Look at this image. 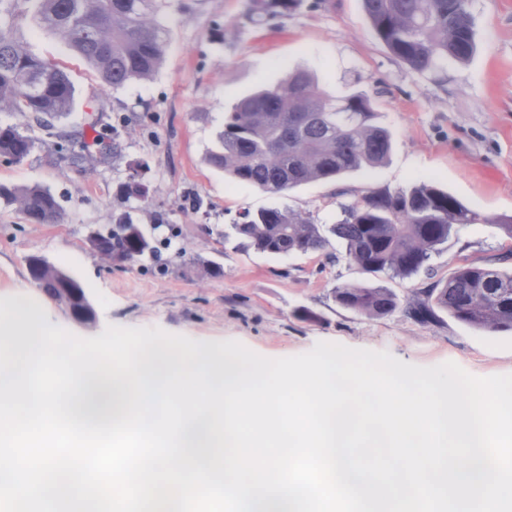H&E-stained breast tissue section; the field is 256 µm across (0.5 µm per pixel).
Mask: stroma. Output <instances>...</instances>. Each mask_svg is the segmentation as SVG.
Instances as JSON below:
<instances>
[{
	"label": "stroma",
	"mask_w": 512,
	"mask_h": 512,
	"mask_svg": "<svg viewBox=\"0 0 512 512\" xmlns=\"http://www.w3.org/2000/svg\"><path fill=\"white\" fill-rule=\"evenodd\" d=\"M249 0H169L164 62L147 82L102 86L96 73L32 18L18 27L31 50L58 64L75 86L67 124L102 109L121 154L81 173L48 153L45 131L20 163L0 156V183L40 186L56 197L63 217L35 224L0 202V298L25 300L26 315H44L76 336L100 335L107 326L159 328L214 345L235 340L271 359L306 353L318 342L385 351L430 367L455 362L476 377L512 374V333L477 330L439 312L419 324L402 311L370 318L340 306L341 285L385 288L412 298L430 276L448 278L477 263L512 271V240L496 225L512 217V0H469L477 52L469 63L419 73L395 58L365 18L362 0H303L295 11L249 22ZM292 69L313 72L332 94L369 91L378 122L393 137L389 162L336 181L315 182L283 196L231 183L208 153L224 127V114L258 84H274ZM130 124H123V116ZM146 164V207L133 216L151 227L162 213L174 227L162 264L140 261L111 267L87 241L125 208L120 187L133 166ZM422 179L460 199L479 216L432 255L431 273L406 278L368 274L344 259L331 238L336 263L319 254L269 255L232 232L241 208L288 207L333 224L341 206L372 188H407ZM197 196L199 209L186 207ZM40 255L75 277L96 320L83 327L32 279L27 260Z\"/></svg>",
	"instance_id": "1"
}]
</instances>
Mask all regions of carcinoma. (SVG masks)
Wrapping results in <instances>:
<instances>
[{
  "label": "carcinoma",
  "instance_id": "carcinoma-1",
  "mask_svg": "<svg viewBox=\"0 0 512 512\" xmlns=\"http://www.w3.org/2000/svg\"><path fill=\"white\" fill-rule=\"evenodd\" d=\"M302 0H252L248 19L290 12ZM370 28L389 52L416 72L440 71L448 61L465 64L477 49L468 0H362ZM162 0H0V111L18 112L54 139L68 164L83 172L118 152L102 131L87 141L84 128L57 122L70 112L75 88L55 63L32 53L17 35L16 20L28 13L54 33L97 73L101 83L119 88L147 81L165 56ZM35 146L16 125H0V156L21 162ZM391 131L376 122L371 95L355 91L336 97L312 73L292 70L274 86H260L224 113L208 163L230 182L247 183L281 196L302 185L337 180L374 169L389 158ZM0 200L37 224L60 221L55 196L39 186L0 185ZM342 219L318 224L302 210H246L235 233L271 255L321 253L330 262L329 236L341 239L345 258L367 273L410 277L427 267L432 254L459 226L478 215L452 194L420 180L409 188L369 189L341 205ZM90 247L114 266L149 258L157 246L127 211L107 231H92ZM29 270L41 292L64 303L65 289L79 282L40 256ZM337 302L369 317H384L400 307L384 288L343 285ZM491 333L512 332V272L470 264L448 280L434 281L406 302L405 313L426 323L436 311Z\"/></svg>",
  "mask_w": 512,
  "mask_h": 512
}]
</instances>
